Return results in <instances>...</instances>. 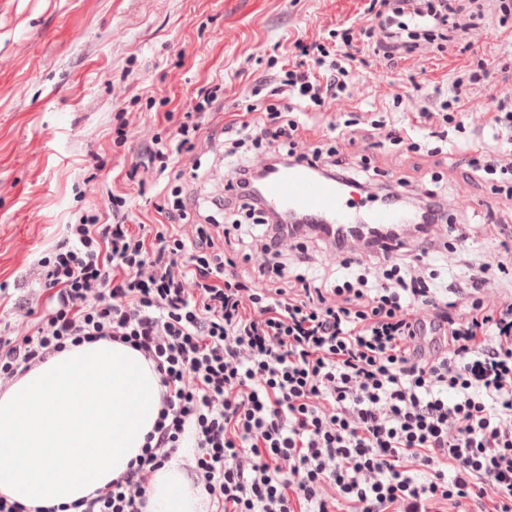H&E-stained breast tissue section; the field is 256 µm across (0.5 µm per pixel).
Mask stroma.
Instances as JSON below:
<instances>
[{
    "mask_svg": "<svg viewBox=\"0 0 512 512\" xmlns=\"http://www.w3.org/2000/svg\"><path fill=\"white\" fill-rule=\"evenodd\" d=\"M368 0H0V319L11 303L37 301L36 261L63 234L74 211L103 205L120 169L129 166L141 137L154 133L148 98L168 97L187 111L199 90L224 86L227 114L244 112L254 79L282 52L284 37L312 42L336 21L361 17ZM489 75L473 104L487 106L512 91V45L491 29L474 34ZM447 71L413 57L400 72L361 67L347 98L326 103L325 119L343 113L368 121L375 108L404 99L411 120L426 94L445 85ZM119 112L138 118L124 146L112 142ZM469 139L449 133L441 153L391 145L385 131L374 144L345 145L369 155L394 177L418 181L438 171L452 195L451 222L476 253L500 249L497 226L486 223L496 200L484 183L465 178ZM182 184L200 201L220 194L229 166L222 152L183 156Z\"/></svg>",
    "mask_w": 512,
    "mask_h": 512,
    "instance_id": "obj_1",
    "label": "stroma"
}]
</instances>
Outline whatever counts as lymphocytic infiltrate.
I'll return each instance as SVG.
<instances>
[{"label": "lymphocytic infiltrate", "instance_id": "lymphocytic-infiltrate-1", "mask_svg": "<svg viewBox=\"0 0 512 512\" xmlns=\"http://www.w3.org/2000/svg\"><path fill=\"white\" fill-rule=\"evenodd\" d=\"M361 25L330 30V43L291 41L288 62L255 81L260 99L246 119L223 123L235 162L224 194L209 207L232 214L244 260L219 251L210 225L191 222L178 164L224 109V92L201 93L164 133L142 139L125 171L171 180L172 203L158 220L133 224L128 196L111 193L108 212L80 213L37 262L44 298L19 306L26 324L0 329V383L83 342L107 339L141 352L160 386V410L141 454L107 488L76 501V512H145L154 473L191 445V477L207 512H512V297L495 294L504 258L466 257L459 297L435 275L415 273L431 253L427 228L448 221L449 197L431 175L415 198L414 252L342 261L336 278L305 273L311 257L305 219L273 218L253 190L262 177L252 151L281 165L312 157L330 178L399 201L402 179L378 180L370 160L337 147L352 120L331 121L320 146L299 151L300 114L347 94L364 61L397 70L422 43L440 58L450 49L477 56L435 90L411 126L396 115L402 97L382 106L372 129L419 150L414 130L446 138L465 133L468 92L486 62L472 38L481 0H369ZM492 144L466 157L471 176L512 200V94L485 112ZM261 226L244 240L243 224ZM427 310L433 336L415 346L411 316Z\"/></svg>", "mask_w": 512, "mask_h": 512}]
</instances>
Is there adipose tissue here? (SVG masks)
I'll use <instances>...</instances> for the list:
<instances>
[{
    "mask_svg": "<svg viewBox=\"0 0 512 512\" xmlns=\"http://www.w3.org/2000/svg\"><path fill=\"white\" fill-rule=\"evenodd\" d=\"M157 376L133 348H67L0 391V496L54 512L127 471L158 416ZM148 512H203L178 461L154 473Z\"/></svg>",
    "mask_w": 512,
    "mask_h": 512,
    "instance_id": "obj_1",
    "label": "adipose tissue"
}]
</instances>
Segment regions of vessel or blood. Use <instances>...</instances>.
Masks as SVG:
<instances>
[{"label": "vessel or blood", "instance_id": "b4317fda", "mask_svg": "<svg viewBox=\"0 0 512 512\" xmlns=\"http://www.w3.org/2000/svg\"><path fill=\"white\" fill-rule=\"evenodd\" d=\"M263 207L280 215L301 214L345 240L344 257H360L362 237L371 229L413 223L415 215L398 206L354 201L343 183L319 177L306 161L266 170L255 190Z\"/></svg>", "mask_w": 512, "mask_h": 512}]
</instances>
